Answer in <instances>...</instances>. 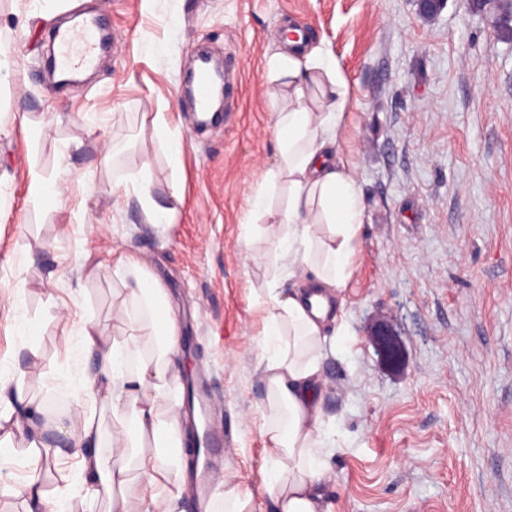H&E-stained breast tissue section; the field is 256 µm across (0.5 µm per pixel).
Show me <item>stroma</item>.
I'll return each instance as SVG.
<instances>
[{
    "mask_svg": "<svg viewBox=\"0 0 512 512\" xmlns=\"http://www.w3.org/2000/svg\"><path fill=\"white\" fill-rule=\"evenodd\" d=\"M499 2L447 0L428 19L417 0H0V373L45 423L69 412L76 349L59 316L118 327L112 255L142 257L210 380L227 438L214 478L273 512L251 311L269 246L245 220L277 163L288 90L267 60L293 25L347 83L337 150L368 215L323 362L342 445L325 493L334 512H512V12ZM81 14L111 22L113 50L92 82L53 87L49 35ZM203 46L224 58L229 102L199 130L182 82ZM159 114L179 162L154 136ZM146 165L173 223L146 221L129 182ZM35 171L55 199L29 196ZM380 322L397 362L372 340Z\"/></svg>",
    "mask_w": 512,
    "mask_h": 512,
    "instance_id": "1",
    "label": "stroma"
}]
</instances>
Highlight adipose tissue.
<instances>
[{
    "label": "adipose tissue",
    "mask_w": 512,
    "mask_h": 512,
    "mask_svg": "<svg viewBox=\"0 0 512 512\" xmlns=\"http://www.w3.org/2000/svg\"><path fill=\"white\" fill-rule=\"evenodd\" d=\"M284 80L288 106L276 117L277 165L253 199L248 223L254 239H270L265 287L254 289L261 325L258 368L265 387L260 433L266 450L265 485L275 512H333L323 493L325 458L340 444L322 409L321 362L335 345L323 327L352 274L367 219L354 173L336 157L348 88L334 56L280 50L267 62ZM319 104L308 98L311 85ZM271 224H263V217ZM126 329L107 336L97 323L78 335L85 373L69 387L73 411L59 426L73 452L60 484L44 490L26 480L23 491L40 512H187L188 473L180 449L188 421L182 409L178 322L164 288L144 263L119 256ZM297 286L283 291V279ZM0 380V466L50 465L64 453L48 446L41 407L23 393L7 396ZM110 409L116 424L110 453L100 449L98 416Z\"/></svg>",
    "instance_id": "ef3b65f1"
}]
</instances>
